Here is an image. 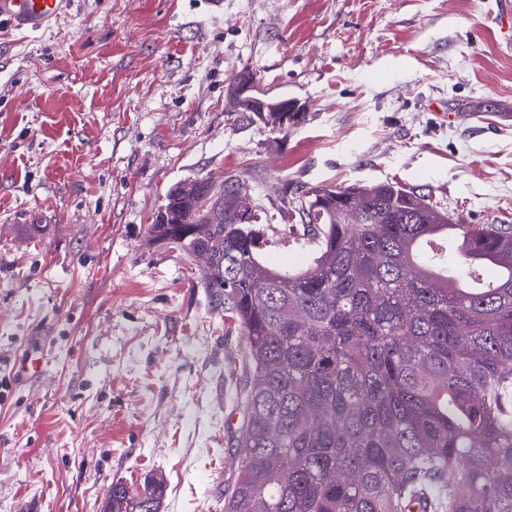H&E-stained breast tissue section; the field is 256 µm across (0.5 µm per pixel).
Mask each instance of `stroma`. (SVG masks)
Listing matches in <instances>:
<instances>
[{
    "label": "stroma",
    "mask_w": 512,
    "mask_h": 512,
    "mask_svg": "<svg viewBox=\"0 0 512 512\" xmlns=\"http://www.w3.org/2000/svg\"><path fill=\"white\" fill-rule=\"evenodd\" d=\"M502 0H67L0 25V512H224L245 340L148 226L172 186L284 198L393 182L466 224H512V16ZM253 71L306 118L228 109ZM163 484L153 480L142 491L130 493L122 484L112 485L108 491L107 512H159Z\"/></svg>",
    "instance_id": "obj_1"
}]
</instances>
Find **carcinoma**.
I'll return each mask as SVG.
<instances>
[{"instance_id": "obj_1", "label": "carcinoma", "mask_w": 512, "mask_h": 512, "mask_svg": "<svg viewBox=\"0 0 512 512\" xmlns=\"http://www.w3.org/2000/svg\"><path fill=\"white\" fill-rule=\"evenodd\" d=\"M288 133L304 112L267 113ZM181 183L150 225L244 337L224 512H512V224H464L394 183L314 186L284 267L256 209ZM163 484L108 491L159 512Z\"/></svg>"}]
</instances>
